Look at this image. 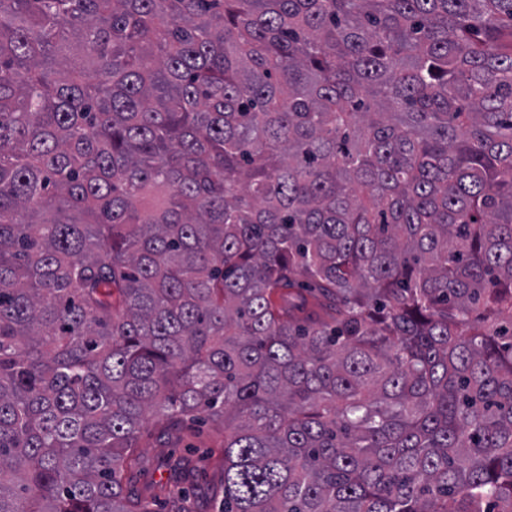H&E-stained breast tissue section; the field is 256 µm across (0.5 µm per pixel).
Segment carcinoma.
I'll list each match as a JSON object with an SVG mask.
<instances>
[{
	"label": "carcinoma",
	"instance_id": "1",
	"mask_svg": "<svg viewBox=\"0 0 512 512\" xmlns=\"http://www.w3.org/2000/svg\"><path fill=\"white\" fill-rule=\"evenodd\" d=\"M512 512V0H0V512ZM159 429L158 425L152 427L150 433L141 441L142 464L132 479V488L135 491H144L154 481H176L166 464L187 456L192 459L197 470L195 510L215 512L212 493L220 484L221 473L214 466V460L220 453L221 439L207 424H194L183 434L161 433ZM187 444H192L197 449L189 451L185 448Z\"/></svg>",
	"mask_w": 512,
	"mask_h": 512
}]
</instances>
